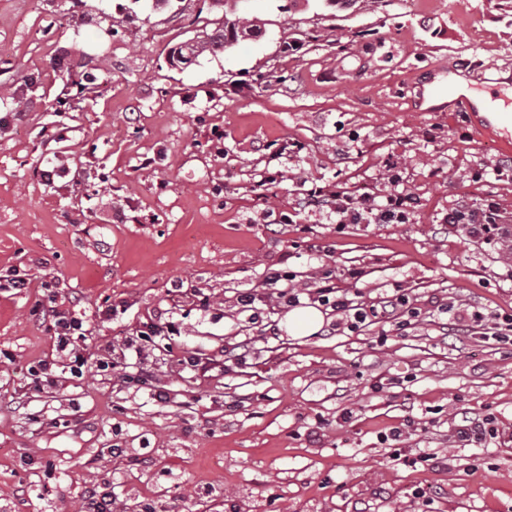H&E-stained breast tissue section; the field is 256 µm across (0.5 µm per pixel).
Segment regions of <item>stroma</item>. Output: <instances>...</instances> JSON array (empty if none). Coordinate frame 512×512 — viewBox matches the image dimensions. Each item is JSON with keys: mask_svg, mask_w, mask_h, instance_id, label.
Masks as SVG:
<instances>
[{"mask_svg": "<svg viewBox=\"0 0 512 512\" xmlns=\"http://www.w3.org/2000/svg\"><path fill=\"white\" fill-rule=\"evenodd\" d=\"M114 2L0 0V273L36 281L0 289V512H80L93 487L118 512H512V441L454 437L465 416L512 427V345L492 336L493 315H512V254L441 223L462 197L512 212V153L472 139L451 93L427 109L411 87L428 64L477 63L473 88L511 90L499 0H287L285 13L261 0V35L179 66L171 50L223 21V0H139L129 15ZM291 38L304 46L287 56ZM86 72L97 81L78 90ZM62 163L79 179L45 183ZM393 165L419 199L412 223L339 229L298 208L314 184L383 192ZM325 253L338 287L361 268L359 301L401 288L419 317L352 332L327 308L295 338L275 301L256 324L240 311L269 271L314 286ZM46 281L84 319L88 365L38 391L29 368L55 352L32 314ZM447 302L485 319L456 320ZM108 305L117 315L99 318ZM161 308L181 336L127 357L150 384L98 372L100 346ZM243 340L246 364L210 367ZM185 353L197 370L179 371ZM397 427L405 455L437 463L394 461Z\"/></svg>", "mask_w": 512, "mask_h": 512, "instance_id": "obj_1", "label": "stroma"}]
</instances>
